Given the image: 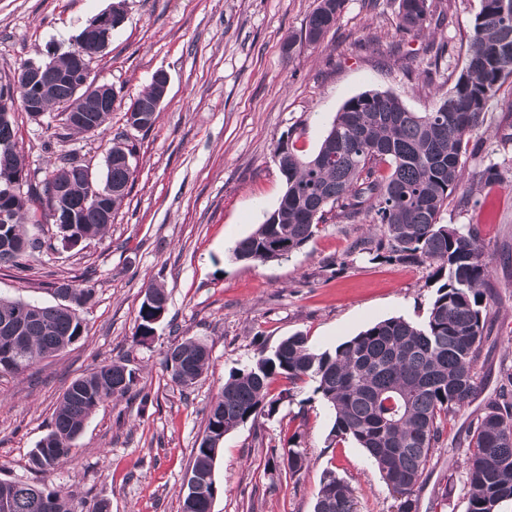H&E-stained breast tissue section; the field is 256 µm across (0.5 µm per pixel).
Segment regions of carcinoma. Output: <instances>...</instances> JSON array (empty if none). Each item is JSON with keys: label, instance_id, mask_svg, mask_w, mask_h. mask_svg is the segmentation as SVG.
<instances>
[{"label": "carcinoma", "instance_id": "obj_1", "mask_svg": "<svg viewBox=\"0 0 512 512\" xmlns=\"http://www.w3.org/2000/svg\"><path fill=\"white\" fill-rule=\"evenodd\" d=\"M346 0H317L301 37L319 43L336 26ZM432 0H398L397 31L415 35L429 27ZM75 52L45 60L41 79L56 89L45 101L56 109L61 124L68 114L85 113L101 133L112 114L110 106L92 103L74 84H62V73L81 74ZM512 78V0H481L469 36L464 67L447 96L429 112H410L401 99L385 92H365L348 100L336 114L318 151L298 154L291 135L280 137L274 157L285 191L277 207L257 230L239 240L237 261H280L300 249L326 223L327 215L350 221L364 206L375 210L380 238L368 249L375 260L426 264L438 283L426 317L415 324L402 317L379 321L332 351H319L304 336L282 340L271 351L230 371L209 410L191 468L199 482L196 495L185 494L181 512H211L215 482L213 464L224 436L247 421L271 417L289 396L274 397L272 381L281 376L292 384L311 381L335 411L331 436L351 440L365 450L387 487L399 500L398 512H416V489L426 479L432 456L443 448L448 417L479 392L476 363L487 339L492 297L486 288L490 261L473 227L441 223L448 199L463 178L462 154L469 138L485 124L489 100ZM161 84L151 82L130 102L147 113L145 128L156 119ZM112 163H104L101 180H88V167L72 158L32 183L15 140L12 114L0 112V209L10 222L0 223V265H15L52 247L42 236V216L54 207L50 186L65 189L71 223L56 225L63 242L95 239L105 234L104 209L117 211L128 195L133 174L121 158L133 156L135 145H112ZM386 164L389 172H381ZM27 190L13 193L14 177ZM116 191L98 202L94 191L105 185ZM286 245L283 252L272 248ZM60 300L42 305L0 297V371L21 372L37 361L76 343L84 325L79 310L94 299L88 284L60 282ZM150 305L141 304L136 339L154 331L151 319L167 304L164 288L150 283ZM163 364L170 380L191 388L209 364L207 347L192 339L171 345ZM135 371L113 361L74 379L52 416L51 431L32 451L35 469L48 472L71 455L88 419L106 400L123 398L136 387ZM464 465L468 497L466 512H500L512 503V373L504 375L497 398L488 401L469 425ZM280 463L295 475L308 456L288 448ZM0 512H77L63 490L42 483L0 480ZM314 512H355L351 487L332 473L323 478Z\"/></svg>", "mask_w": 512, "mask_h": 512}]
</instances>
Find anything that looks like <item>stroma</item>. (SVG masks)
<instances>
[{
  "instance_id": "35a3bbf8",
  "label": "stroma",
  "mask_w": 512,
  "mask_h": 512,
  "mask_svg": "<svg viewBox=\"0 0 512 512\" xmlns=\"http://www.w3.org/2000/svg\"><path fill=\"white\" fill-rule=\"evenodd\" d=\"M114 0H0V75L49 53L77 46L78 36ZM315 0H125L124 21L90 64L117 100L103 133L52 140L54 113L31 121L15 109L22 162L43 176L59 154H72L95 176L115 138H128L134 181L102 238L56 243L25 270L0 266V295L57 304L55 283L90 280L81 339L22 373L0 372V478L32 481L31 453L50 430L53 411L73 379L122 361L148 393L103 403L75 442L70 459L47 473L91 512H180L186 478L212 402L232 368L296 333L318 350L334 349L390 317L423 322L435 287L428 266L371 260L354 251L370 242L374 215L320 225L288 259L234 260L231 250L278 205L284 179L274 161L279 137L291 134L300 154L314 153L346 101L389 92L413 112L430 111L464 65L480 0H434L441 27L399 40L397 0H346L316 45H283L299 34ZM449 44V56L432 49ZM169 76L157 119L147 130L126 122V109L153 74ZM512 124V79L489 102L476 133L480 146L462 155L464 181L442 214L446 224L476 227L491 260L494 294L490 338L476 366L479 395L449 419L445 446L416 493L417 512H466L463 468L470 421L512 370V143L496 138ZM495 167L493 181L478 174ZM162 285L168 310L151 341L136 340L148 283ZM207 344L209 367L192 388L171 382L164 353L177 340ZM290 390L278 412L225 435L213 466L212 512H313L327 471L349 483L356 512H397L398 500L364 449L335 440V412L314 385L280 378L272 394ZM309 464L295 475L271 464L287 443ZM447 487L444 507L435 493Z\"/></svg>"
}]
</instances>
